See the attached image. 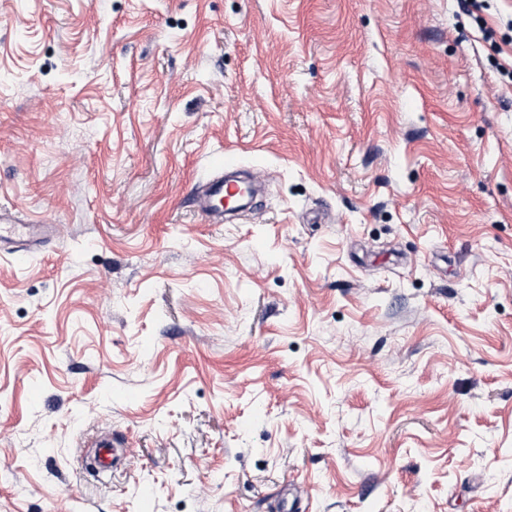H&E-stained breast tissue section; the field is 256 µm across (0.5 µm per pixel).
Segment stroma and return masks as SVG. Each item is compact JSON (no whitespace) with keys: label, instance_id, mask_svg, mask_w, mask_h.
<instances>
[{"label":"stroma","instance_id":"35a3bbf8","mask_svg":"<svg viewBox=\"0 0 512 512\" xmlns=\"http://www.w3.org/2000/svg\"><path fill=\"white\" fill-rule=\"evenodd\" d=\"M1 204L0 512H512V0H0ZM234 162L224 159V163L216 165L217 174L207 179L196 193L195 203L197 212L204 216L208 223H224V200L230 203L243 194L244 184L230 180L224 181V165H232ZM13 207H0V252L25 254L38 250L48 235L57 234L59 228L54 224H28L27 219L17 216ZM92 446L93 448H96V458L99 468L102 471L110 470L115 459L114 448H120L121 443L118 440H115V435H113L112 439L109 437L99 438Z\"/></svg>","mask_w":512,"mask_h":512}]
</instances>
